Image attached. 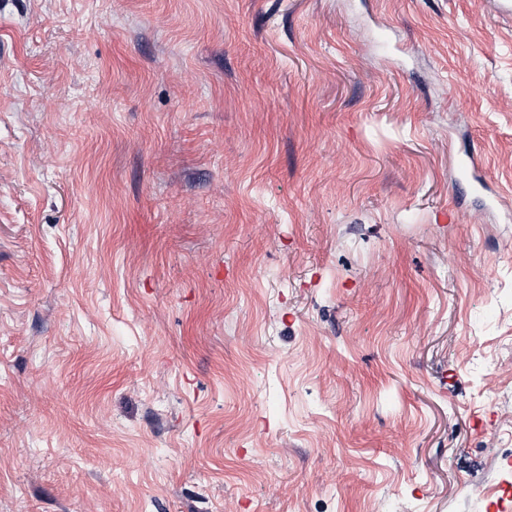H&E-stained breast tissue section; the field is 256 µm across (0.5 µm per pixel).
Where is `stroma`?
Here are the masks:
<instances>
[{"instance_id": "35a3bbf8", "label": "stroma", "mask_w": 512, "mask_h": 512, "mask_svg": "<svg viewBox=\"0 0 512 512\" xmlns=\"http://www.w3.org/2000/svg\"><path fill=\"white\" fill-rule=\"evenodd\" d=\"M496 0H0V512H512Z\"/></svg>"}]
</instances>
